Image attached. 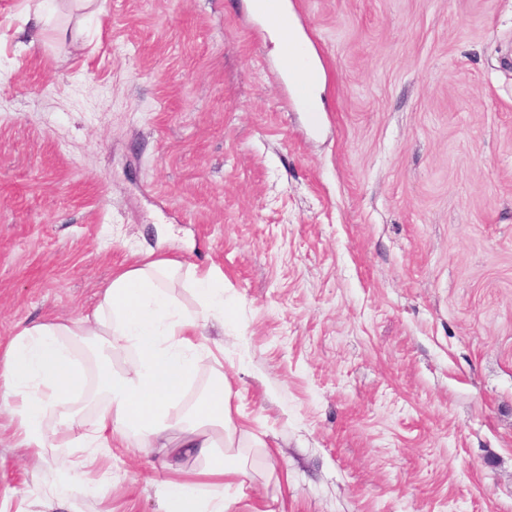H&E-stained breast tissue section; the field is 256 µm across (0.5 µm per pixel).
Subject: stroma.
<instances>
[{
  "label": "stroma",
  "mask_w": 512,
  "mask_h": 512,
  "mask_svg": "<svg viewBox=\"0 0 512 512\" xmlns=\"http://www.w3.org/2000/svg\"><path fill=\"white\" fill-rule=\"evenodd\" d=\"M287 3L315 122L252 0H0V346L213 269L228 512H512V0ZM43 429L0 407V512H160V454Z\"/></svg>",
  "instance_id": "stroma-1"
}]
</instances>
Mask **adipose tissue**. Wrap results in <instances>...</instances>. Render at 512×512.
<instances>
[{
	"mask_svg": "<svg viewBox=\"0 0 512 512\" xmlns=\"http://www.w3.org/2000/svg\"><path fill=\"white\" fill-rule=\"evenodd\" d=\"M176 286L191 289L195 309L172 295ZM223 313L224 283L214 273L171 257L134 259L113 274L90 312L38 321L15 334L0 350V400L10 403L24 446L38 450L46 445L44 413L68 415L73 397L93 384L106 402L81 426V447L108 448L114 437L133 434L142 448H162L169 468L195 456L203 469L195 479L163 484L161 512H227L224 482L240 469L222 451L234 430L223 374L213 375L192 409L183 407L189 382L213 357L203 330ZM80 344L102 354L93 372L76 359ZM116 356L123 362L118 371Z\"/></svg>",
	"mask_w": 512,
	"mask_h": 512,
	"instance_id": "1",
	"label": "adipose tissue"
}]
</instances>
